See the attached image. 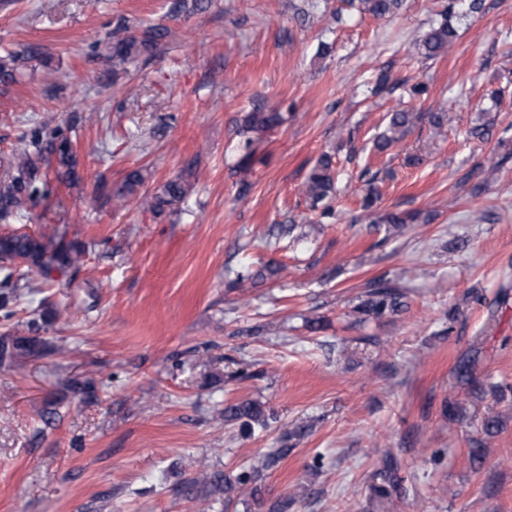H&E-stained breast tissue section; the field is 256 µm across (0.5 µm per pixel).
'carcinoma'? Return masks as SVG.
<instances>
[{"label": "carcinoma", "mask_w": 512, "mask_h": 512, "mask_svg": "<svg viewBox=\"0 0 512 512\" xmlns=\"http://www.w3.org/2000/svg\"><path fill=\"white\" fill-rule=\"evenodd\" d=\"M365 10L377 18H383L394 13L401 6V0H363ZM208 8V0H172L169 10L173 14H190L202 12ZM171 35V30L165 26H153L142 31L136 29L129 20H117L112 35L107 43L106 60L117 67L133 62L143 55H153L157 48ZM456 36L455 28L444 19L431 26L430 30L420 40L419 46L428 58L437 56L453 43ZM47 57L37 46L28 45L19 51H7L0 57V81L8 83L15 80L16 74L23 64ZM451 117L446 112H414L398 111L392 113L385 132L375 141V149L383 153L396 143L401 136L418 125L427 122L434 137L445 134V127ZM284 116L279 112H267L264 107L257 105L243 117V133L261 135L283 124ZM75 126L66 123L53 128L35 126L21 138L17 148L6 162L7 178L0 181V220L9 221L23 210L27 200L38 191L36 187L40 166L45 160L55 161L58 177L70 186L78 185L79 160L73 148L72 133ZM252 138H247L243 145L244 154L237 166L240 175L239 193L244 195L249 189L248 176L252 157ZM334 158L329 153L319 156L312 166L304 183L303 192L314 205L329 198L336 192L333 175ZM189 172L172 178L152 196L146 198L151 213L156 217L171 215L176 212L179 204L188 192ZM147 176L143 169L136 168L128 171L121 185L108 194L112 206L122 209L136 200L140 189L143 188ZM412 219L404 213L385 212L372 220L373 229L380 224H390L397 227ZM84 248L77 244H61L47 251L46 246L36 237L27 233H12L0 236V272L3 273V291L0 292V311L3 317L12 316V305L16 304L28 288L27 271L35 268L45 278H50L52 272L65 273L70 269H79ZM407 307L406 293L396 281L378 278L369 282L365 299L358 307V312L374 318L396 315ZM62 350V347L50 344L37 336H14L5 333L0 336V365L18 367L23 359L32 355L50 354ZM456 379L466 385L472 397L482 400L491 396L497 402L512 399V386L500 382H491L479 378L475 373V360L467 356L456 366ZM224 421L240 426L243 431L250 430L253 425H266L262 408L253 402L243 401L224 407ZM501 427L500 416L489 412L483 416L475 430V436L470 438L469 460L471 466L483 463L485 441L494 437ZM288 454V448H275L264 458L262 469L252 468L242 470L235 475L224 473H205L189 481L186 490L197 491L205 497L231 495L250 482L258 480L261 470L270 469Z\"/></svg>", "instance_id": "obj_1"}]
</instances>
